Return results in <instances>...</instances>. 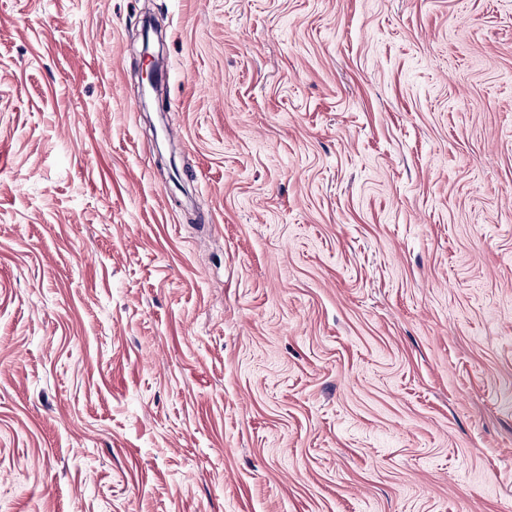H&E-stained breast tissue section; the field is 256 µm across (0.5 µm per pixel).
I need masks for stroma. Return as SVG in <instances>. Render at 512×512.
Segmentation results:
<instances>
[{
  "instance_id": "stroma-1",
  "label": "stroma",
  "mask_w": 512,
  "mask_h": 512,
  "mask_svg": "<svg viewBox=\"0 0 512 512\" xmlns=\"http://www.w3.org/2000/svg\"><path fill=\"white\" fill-rule=\"evenodd\" d=\"M0 512H512V0H0Z\"/></svg>"
}]
</instances>
